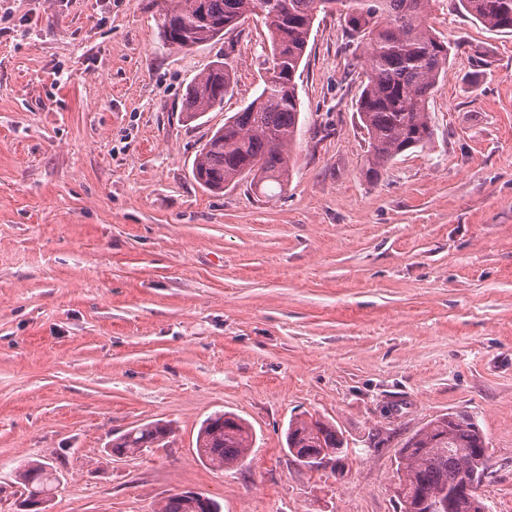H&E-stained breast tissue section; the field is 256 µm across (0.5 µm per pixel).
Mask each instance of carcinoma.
<instances>
[{"mask_svg": "<svg viewBox=\"0 0 512 512\" xmlns=\"http://www.w3.org/2000/svg\"><path fill=\"white\" fill-rule=\"evenodd\" d=\"M432 0H341L351 40L364 45L367 82L357 112L368 136L362 173L371 181L399 154L433 140L428 100L448 69L450 46L429 26ZM459 6L491 30L512 33V0H458ZM320 0H171L162 21L163 42L180 50L219 41L251 16L269 33L272 73L258 95L224 122L202 146L193 175L205 188L222 191L251 178L261 196L288 187L292 147L301 115L296 74L307 51ZM234 82V68L220 61L200 72L182 102L188 121L221 106ZM171 434L163 423L134 426L105 446L109 456L133 457L160 447ZM256 434L242 417L216 413L198 432V459L215 468L242 465ZM295 457L321 452L346 456L347 442L336 425L321 418L296 417L285 432ZM486 442L466 413L440 415L417 430L399 451L396 497L400 512H435V504L462 476L486 468L476 453ZM27 497L47 496L56 469L30 460L18 474ZM155 512H191L180 493L165 498Z\"/></svg>", "mask_w": 512, "mask_h": 512, "instance_id": "carcinoma-1", "label": "carcinoma"}]
</instances>
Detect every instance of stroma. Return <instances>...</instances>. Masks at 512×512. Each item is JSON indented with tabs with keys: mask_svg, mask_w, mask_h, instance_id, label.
I'll return each mask as SVG.
<instances>
[{
	"mask_svg": "<svg viewBox=\"0 0 512 512\" xmlns=\"http://www.w3.org/2000/svg\"><path fill=\"white\" fill-rule=\"evenodd\" d=\"M168 5L0 0V512L29 460L59 472L51 512H155L187 489L222 512H399V450L448 412L484 434L486 512H512V35L434 0L452 52L433 141L371 183L363 68L319 13L292 177L268 201L192 174L263 84L265 26L181 51ZM225 57L223 108L186 121V86ZM222 411L256 433L228 471L195 454ZM308 413L342 431L343 473L286 453ZM152 421L167 444L107 456Z\"/></svg>",
	"mask_w": 512,
	"mask_h": 512,
	"instance_id": "obj_1",
	"label": "stroma"
}]
</instances>
